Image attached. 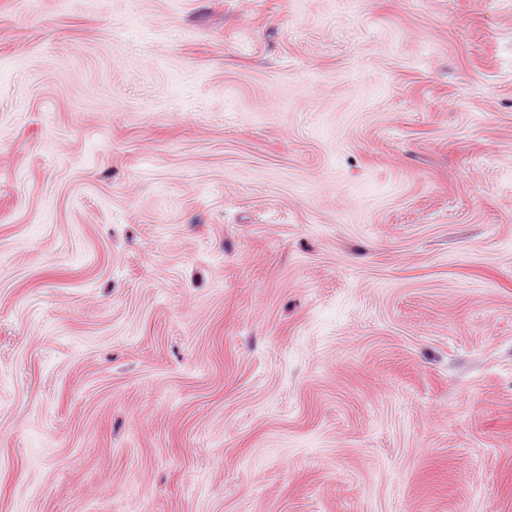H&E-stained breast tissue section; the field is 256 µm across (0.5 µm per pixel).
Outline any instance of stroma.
<instances>
[{
	"label": "stroma",
	"instance_id": "obj_1",
	"mask_svg": "<svg viewBox=\"0 0 512 512\" xmlns=\"http://www.w3.org/2000/svg\"><path fill=\"white\" fill-rule=\"evenodd\" d=\"M0 512H512V0H0Z\"/></svg>",
	"mask_w": 512,
	"mask_h": 512
}]
</instances>
